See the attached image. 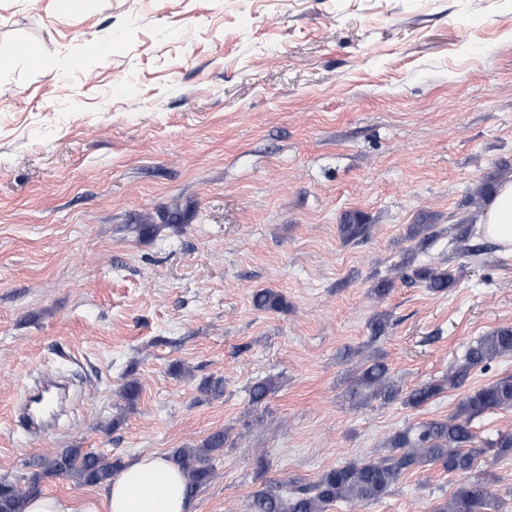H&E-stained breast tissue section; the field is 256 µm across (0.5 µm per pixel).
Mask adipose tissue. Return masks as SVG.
<instances>
[{
	"instance_id": "obj_1",
	"label": "adipose tissue",
	"mask_w": 512,
	"mask_h": 512,
	"mask_svg": "<svg viewBox=\"0 0 512 512\" xmlns=\"http://www.w3.org/2000/svg\"><path fill=\"white\" fill-rule=\"evenodd\" d=\"M483 233L512 254V180L502 182L489 198ZM184 485V475L173 460L140 454L128 459L96 495L77 501L40 494L25 500L23 512H195Z\"/></svg>"
}]
</instances>
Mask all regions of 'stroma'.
Here are the masks:
<instances>
[{
	"instance_id": "stroma-1",
	"label": "stroma",
	"mask_w": 512,
	"mask_h": 512,
	"mask_svg": "<svg viewBox=\"0 0 512 512\" xmlns=\"http://www.w3.org/2000/svg\"><path fill=\"white\" fill-rule=\"evenodd\" d=\"M88 40L108 58L84 59ZM503 162L512 0H81L71 15L0 0V482L63 448L169 456L224 430L195 509L250 512L284 478L315 482L452 415L512 355L418 408L349 392L375 356L403 391L441 382L512 326V256L491 244L477 262L453 238ZM348 212L368 238L343 239ZM408 261L456 287L403 283ZM259 289L284 307L256 309ZM48 372L76 403L31 430L16 413ZM219 377L223 394L201 393ZM457 482L411 471L328 512H431Z\"/></svg>"
}]
</instances>
